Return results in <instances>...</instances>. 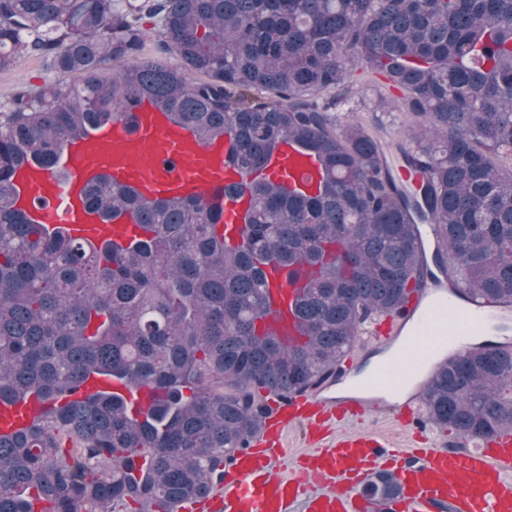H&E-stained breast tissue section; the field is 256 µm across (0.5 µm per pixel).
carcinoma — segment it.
<instances>
[{
	"label": "carcinoma",
	"instance_id": "cac0c4a2",
	"mask_svg": "<svg viewBox=\"0 0 512 512\" xmlns=\"http://www.w3.org/2000/svg\"><path fill=\"white\" fill-rule=\"evenodd\" d=\"M159 18L175 66L140 57ZM42 54L79 82L22 91L0 111V402L51 403L0 435V512H172L224 480L263 425L261 393L288 397L341 367L366 320L403 306L431 273L416 225L437 224L461 284L512 306V0H0V70ZM121 68L103 74L105 63ZM203 78L191 80L186 72ZM402 93L407 140L339 120L333 89L363 76ZM147 104L203 141L226 137L248 179L239 242L204 196L145 200L108 176L86 190L134 236L96 245L16 206L25 166ZM294 144L318 164L308 190L268 171ZM295 288L296 336L266 322L270 274ZM93 374L151 389L144 419L116 394H75ZM420 400L465 439L512 429V348L479 344L439 367ZM368 495L397 493L391 475Z\"/></svg>",
	"mask_w": 512,
	"mask_h": 512
}]
</instances>
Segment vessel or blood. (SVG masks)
Listing matches in <instances>:
<instances>
[{"label":"vessel or blood","mask_w":512,"mask_h":512,"mask_svg":"<svg viewBox=\"0 0 512 512\" xmlns=\"http://www.w3.org/2000/svg\"><path fill=\"white\" fill-rule=\"evenodd\" d=\"M230 149V141L200 143L163 113L139 109L131 119L67 142L65 178L37 167L20 171L18 204L35 222L63 227L72 237L121 243L130 229L128 219L102 223L97 213L85 210L84 187L110 175L150 200L199 191L211 195L234 180L225 165ZM270 165L285 169L292 186L317 178L313 159L288 145L274 153ZM443 283L439 289L424 279L402 310L364 325L363 343L394 345L399 355L376 367L363 391L337 394L330 379L312 393L268 399L261 434L235 453L223 482L208 499L179 504L178 512H512V431L464 450H399L369 432H351L299 455L288 471L280 469L287 450L279 440L299 421L321 434L329 420H350L376 409L396 412L402 426L422 428L415 399L399 403L393 394L433 360L470 350L474 330L486 327L490 316L512 313L462 288L455 274ZM43 410L31 399L13 406L0 403V434L30 424ZM379 467L391 472L395 496L371 499L361 493Z\"/></svg>","instance_id":"obj_1"}]
</instances>
